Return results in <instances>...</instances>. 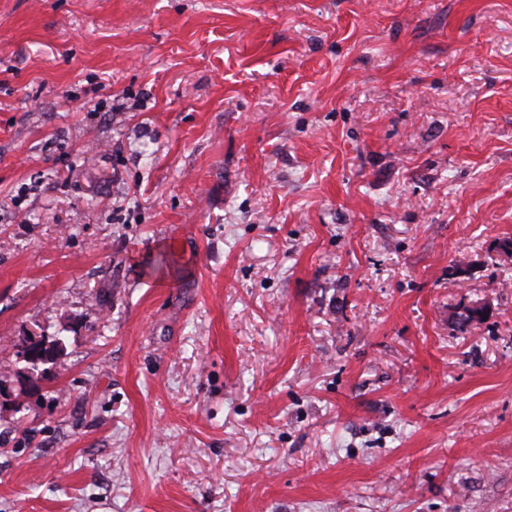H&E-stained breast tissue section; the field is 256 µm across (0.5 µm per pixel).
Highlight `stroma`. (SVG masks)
<instances>
[{
    "instance_id": "35a3bbf8",
    "label": "stroma",
    "mask_w": 512,
    "mask_h": 512,
    "mask_svg": "<svg viewBox=\"0 0 512 512\" xmlns=\"http://www.w3.org/2000/svg\"><path fill=\"white\" fill-rule=\"evenodd\" d=\"M507 238L512 0H0V512H512Z\"/></svg>"
}]
</instances>
